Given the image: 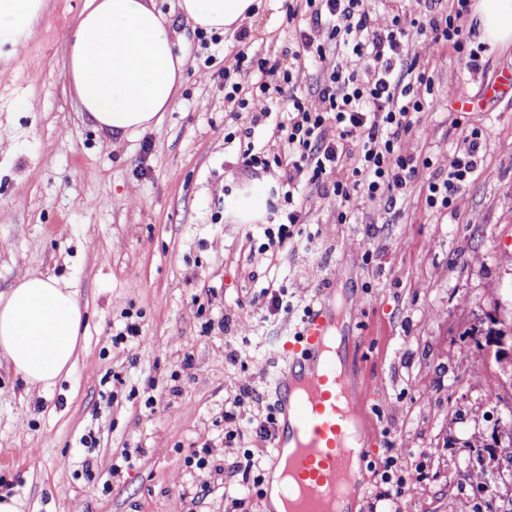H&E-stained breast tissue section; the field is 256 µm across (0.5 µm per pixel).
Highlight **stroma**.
<instances>
[{"instance_id":"stroma-1","label":"stroma","mask_w":512,"mask_h":512,"mask_svg":"<svg viewBox=\"0 0 512 512\" xmlns=\"http://www.w3.org/2000/svg\"><path fill=\"white\" fill-rule=\"evenodd\" d=\"M291 2L261 0L246 22L251 51L282 57ZM84 3L48 0L36 34L0 63V292L26 274L65 280L85 330L70 375L45 393L0 369V448L27 452L21 465H0V491L24 512H224L225 484L244 482L251 512H266L268 456L226 481L187 457L207 445L210 464L228 468L260 446L248 434L225 450L224 405L247 386L252 413H274L284 338L316 291L332 288L353 303L350 366L374 383L366 471L389 447L411 448L422 477L407 484L410 512H512V469L501 464L512 453L502 422L512 363L486 360L472 335L487 317L512 322V93L485 94L512 71V46L485 50V68L471 73L452 47L428 58L439 101L422 113L415 148L449 155L472 130L486 141L460 209L427 205L429 183L443 178L434 166L389 206L359 199L346 224L323 187L308 185L302 223L270 252L263 222L236 223L226 205L251 185L267 207L286 190L279 168L244 162L247 145L272 153L276 138L272 119L227 109L219 71L240 49L234 34L194 29L177 0H155L186 57L184 82L156 127L116 144L66 75ZM270 282L284 290L275 312L259 296ZM225 318L227 329L206 326ZM129 320L139 336L113 345ZM466 358L485 361L483 379L467 376ZM89 433L96 445L82 447ZM468 466L484 489L464 480ZM205 480L207 496L191 505Z\"/></svg>"}]
</instances>
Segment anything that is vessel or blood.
I'll return each mask as SVG.
<instances>
[{
    "label": "vessel or blood",
    "instance_id": "vessel-or-blood-1",
    "mask_svg": "<svg viewBox=\"0 0 512 512\" xmlns=\"http://www.w3.org/2000/svg\"><path fill=\"white\" fill-rule=\"evenodd\" d=\"M329 289L318 290L295 335L288 361L276 379L279 421L272 462L287 459L283 498L286 512H329L336 500L353 501L363 470H351L356 447L351 425L369 423L358 384L336 367V315Z\"/></svg>",
    "mask_w": 512,
    "mask_h": 512
}]
</instances>
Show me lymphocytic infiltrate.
Returning <instances> with one entry per match:
<instances>
[{
	"instance_id": "1",
	"label": "lymphocytic infiltrate",
	"mask_w": 512,
	"mask_h": 512,
	"mask_svg": "<svg viewBox=\"0 0 512 512\" xmlns=\"http://www.w3.org/2000/svg\"><path fill=\"white\" fill-rule=\"evenodd\" d=\"M310 23L289 9L288 57L271 61L238 52L224 69V100L233 107L276 115L288 189L284 222L268 234L267 247L282 248L291 225L301 223L299 186L331 178L338 223H346L358 197L377 204L395 201L419 168L412 142L416 114L435 108L434 74L425 59L451 46L470 71L481 69L480 55L468 46L469 0H453L449 13L432 11L434 0H401L399 8L379 10L369 0H304ZM313 60L321 79L313 96L300 92L307 80L305 60ZM463 148L443 156L446 175L430 183L426 202L458 208L463 189L478 168L484 147L480 133L462 139ZM413 455L390 452L376 500L401 506Z\"/></svg>"
}]
</instances>
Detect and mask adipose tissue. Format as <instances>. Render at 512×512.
<instances>
[{
    "label": "adipose tissue",
    "mask_w": 512,
    "mask_h": 512,
    "mask_svg": "<svg viewBox=\"0 0 512 512\" xmlns=\"http://www.w3.org/2000/svg\"><path fill=\"white\" fill-rule=\"evenodd\" d=\"M259 0H178L205 32H226L253 17ZM45 0H0V50L35 31ZM479 42L512 45V0H475ZM67 71L99 128L122 139L158 124L175 104L186 60L175 53L154 0H85L67 39ZM83 309L53 277L27 275L0 293V363L27 392H44L73 369Z\"/></svg>",
    "instance_id": "obj_1"
}]
</instances>
